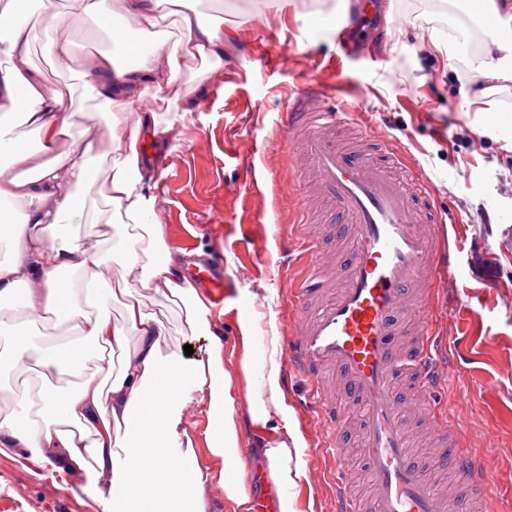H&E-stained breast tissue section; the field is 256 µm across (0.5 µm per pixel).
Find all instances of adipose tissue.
Segmentation results:
<instances>
[{
    "instance_id": "obj_1",
    "label": "adipose tissue",
    "mask_w": 512,
    "mask_h": 512,
    "mask_svg": "<svg viewBox=\"0 0 512 512\" xmlns=\"http://www.w3.org/2000/svg\"><path fill=\"white\" fill-rule=\"evenodd\" d=\"M118 3V13L148 41L122 38L116 50L91 58L77 54L53 0H8L0 9V53L13 61L0 76V161H9L0 164V335H11L15 362L32 364L44 382L35 395L0 384V447L38 465L56 449L61 465L90 462V494L103 512H208L216 492L232 512H252L241 431L246 421L253 453L277 489L278 512H299L297 490L309 480V462L288 413L275 294L239 289L233 302L239 363L226 362L210 303L180 271L155 221L156 199L138 175L139 135L158 124L147 100L175 93L183 65L199 60L221 67L229 40L224 19L203 15L192 0ZM166 9L177 17L172 42L157 31ZM37 13L52 30L50 54L86 77L108 109L109 208L95 216L81 193L98 157L92 117L72 111L33 67L29 21ZM13 112L23 114L34 142L14 136ZM78 224L90 225L86 239L77 238ZM113 239L123 266L118 278L103 251ZM85 288L99 309L79 318L71 305ZM145 289L173 303L191 335L206 340V359L188 362L169 351L164 322L144 310ZM107 299L121 303V322L103 308ZM47 315L67 325L79 345L42 348L19 333L21 321ZM132 335L138 338L133 347ZM102 348L123 354L106 387L86 366ZM192 407L206 419L209 466L183 442Z\"/></svg>"
}]
</instances>
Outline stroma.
Instances as JSON below:
<instances>
[{"instance_id": "obj_1", "label": "stroma", "mask_w": 512, "mask_h": 512, "mask_svg": "<svg viewBox=\"0 0 512 512\" xmlns=\"http://www.w3.org/2000/svg\"><path fill=\"white\" fill-rule=\"evenodd\" d=\"M383 14L359 56L338 60L333 19L349 23L338 0H197L238 32L219 71H183L199 93L185 119L168 127L167 105L153 102L159 132L143 153L145 186L169 247L221 259L227 287L268 288L277 295L278 330L288 333L290 277L306 274L303 252L281 254L296 224V198L307 172L290 166L281 115L298 85L335 87L358 119L389 139L407 167L427 178L432 202L452 218L447 241L459 265L442 281L437 316L448 339V375L431 397L443 415L479 438L490 493L512 512V81L490 88L464 64L419 38L450 35L468 23L438 0H380ZM32 63L73 106L91 112L103 134L106 109L78 72L58 68L38 41ZM473 93L465 103L461 90ZM304 437L311 483L302 512H332L335 463L323 455V430L302 381L284 383ZM86 468L57 474L0 452V512H102L88 494Z\"/></svg>"}]
</instances>
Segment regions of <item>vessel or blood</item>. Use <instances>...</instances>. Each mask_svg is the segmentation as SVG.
Instances as JSON below:
<instances>
[{"mask_svg":"<svg viewBox=\"0 0 512 512\" xmlns=\"http://www.w3.org/2000/svg\"><path fill=\"white\" fill-rule=\"evenodd\" d=\"M288 158L305 164L327 207L342 259L324 266L318 243L305 246L323 265L331 289L295 287L289 315L288 366L307 380L325 429L326 454L339 457L340 437L351 416L360 418L359 452L365 462L373 512H443L445 500L411 458L407 427L413 409L396 388L398 375L429 393L433 362L434 298L456 255L443 244L447 216L428 208L426 180H400L402 161L392 146L378 149L338 140L337 128L355 115L321 82L298 87L282 115ZM193 281L223 303L224 268L210 260L190 272ZM426 410L432 432L447 444L436 465H454L469 488L463 512L489 495L481 451L462 443L434 405Z\"/></svg>","mask_w":512,"mask_h":512,"instance_id":"vessel-or-blood-1","label":"vessel or blood"}]
</instances>
